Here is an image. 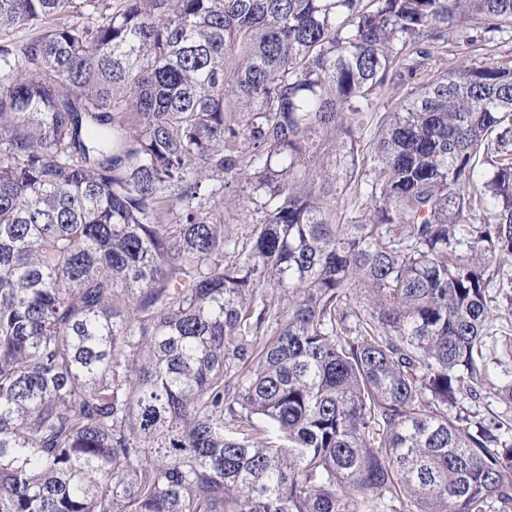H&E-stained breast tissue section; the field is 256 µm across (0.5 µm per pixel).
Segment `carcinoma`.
Returning <instances> with one entry per match:
<instances>
[{"label":"carcinoma","instance_id":"1","mask_svg":"<svg viewBox=\"0 0 512 512\" xmlns=\"http://www.w3.org/2000/svg\"><path fill=\"white\" fill-rule=\"evenodd\" d=\"M506 33L512 0H0V512H512L473 409L512 405V59L445 61ZM365 200L356 194L354 190H348L346 194L341 195L336 203V209L342 218L348 221L360 219L361 210L364 207ZM497 297L502 318L497 321L496 341L497 349L501 351L512 342V301L506 300L502 295Z\"/></svg>","mask_w":512,"mask_h":512}]
</instances>
